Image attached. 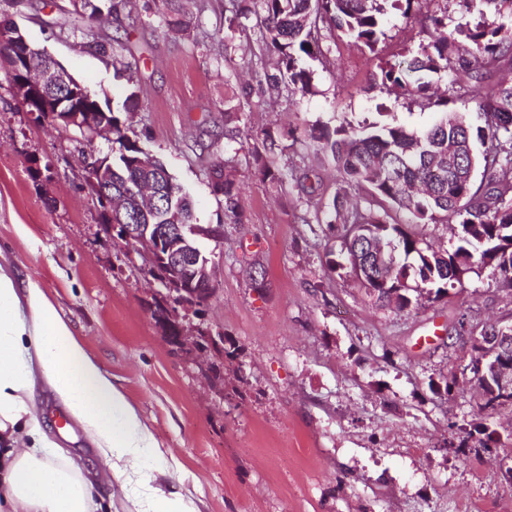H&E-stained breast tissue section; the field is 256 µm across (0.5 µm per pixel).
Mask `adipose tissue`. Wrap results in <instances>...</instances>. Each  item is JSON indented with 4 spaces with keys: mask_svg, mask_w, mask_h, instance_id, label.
I'll return each mask as SVG.
<instances>
[{
    "mask_svg": "<svg viewBox=\"0 0 512 512\" xmlns=\"http://www.w3.org/2000/svg\"><path fill=\"white\" fill-rule=\"evenodd\" d=\"M49 390L96 450L84 472L48 456L37 390ZM169 467L123 389L77 340L35 281L0 267V501L9 512H98L92 490L107 483L131 512H196L190 495L156 484Z\"/></svg>",
    "mask_w": 512,
    "mask_h": 512,
    "instance_id": "adipose-tissue-1",
    "label": "adipose tissue"
}]
</instances>
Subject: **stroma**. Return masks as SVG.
Wrapping results in <instances>:
<instances>
[{
    "label": "stroma",
    "instance_id": "35a3bbf8",
    "mask_svg": "<svg viewBox=\"0 0 512 512\" xmlns=\"http://www.w3.org/2000/svg\"><path fill=\"white\" fill-rule=\"evenodd\" d=\"M444 0L394 15L377 53L325 35L326 59H304L312 88L269 89L277 70L255 18L228 28L232 0H193L189 25L169 31L164 0H123L119 22H75L72 0L15 8L29 43L111 101L190 194L195 235L216 292L202 310L180 311L189 336L223 334L224 348L174 350L154 311L165 289L143 271L137 247L109 233L72 131L37 121L0 86V255L19 278L44 288L73 333L137 405L199 512H512V405L483 409L468 337L512 325V288L493 267L465 276L447 298L400 311L368 298L349 270H330L340 243L324 211L343 186L330 153L307 130L348 120L421 131L436 106L372 87L379 65L400 64L432 32ZM125 37L116 59L91 40ZM236 112L225 122V111ZM273 143H265L264 132ZM242 185V223L211 191L210 165ZM285 173L271 179L262 166ZM307 176L313 194L296 177ZM389 221L436 249L453 251L450 223L423 224L397 208ZM453 381L451 394L437 385ZM39 422L73 463L99 467L84 434L47 392Z\"/></svg>",
    "mask_w": 512,
    "mask_h": 512
}]
</instances>
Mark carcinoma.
Returning <instances> with one entry per match:
<instances>
[{"instance_id":"1","label":"carcinoma","mask_w":512,"mask_h":512,"mask_svg":"<svg viewBox=\"0 0 512 512\" xmlns=\"http://www.w3.org/2000/svg\"><path fill=\"white\" fill-rule=\"evenodd\" d=\"M78 18L95 22L118 11L114 0H81ZM263 12L267 47L279 56V74L266 77L277 85L283 81L305 94L311 89L303 58H316L322 50L315 31L324 26L353 38L373 53L384 35L391 10H410L419 0H258ZM467 13H483L490 6L497 23L474 26L457 24L448 28V11L430 16L436 40L421 47L406 66L379 67L373 86L399 92L415 100H427L430 82L423 76L441 72L460 75L472 84L471 93L484 124L472 126L457 112H444L440 119L416 134L400 125L378 123L327 126L311 132V139L331 152L345 184L369 187L371 197L406 210L417 223L436 221L442 214L461 225L458 244L452 252L438 254L421 247L419 239L400 225L387 221V211H356L340 219L341 201L334 197L326 210L329 226L337 228L341 253L350 270L357 273L366 294L380 306L392 293L401 291L399 309L437 301L455 288L456 262L478 258L506 274L512 261V82L492 79L500 59L512 51V0H456ZM12 79H24L31 68L49 67L55 61L41 50L22 44L10 49ZM61 103L83 106L98 112H126L140 108L135 93L110 106L78 84L36 90L27 111L45 114L46 106ZM113 142L119 144L115 157H93L83 153L91 165L109 160L112 191L129 194V205L137 224H188L191 205L183 188L158 160L148 168L140 165L145 150L130 139L117 117H112ZM484 150H476V145ZM482 168L480 182L474 171ZM211 188L224 199V209L240 218L238 182L224 175V161L211 165ZM357 224L356 238L344 234L343 225ZM414 276L410 288L406 278Z\"/></svg>"}]
</instances>
